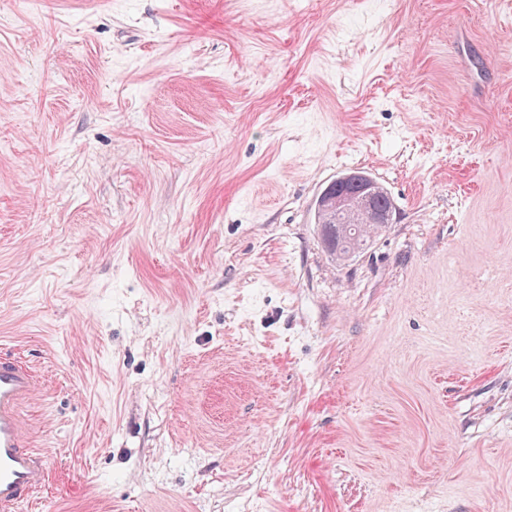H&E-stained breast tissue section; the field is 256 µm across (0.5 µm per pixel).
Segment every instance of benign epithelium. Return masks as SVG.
Here are the masks:
<instances>
[{
    "mask_svg": "<svg viewBox=\"0 0 512 512\" xmlns=\"http://www.w3.org/2000/svg\"><path fill=\"white\" fill-rule=\"evenodd\" d=\"M384 188L359 173L351 172L329 183L318 196V209L324 223L336 225V255L348 259L356 253L349 244L350 232L364 228H384L392 212L380 205Z\"/></svg>",
    "mask_w": 512,
    "mask_h": 512,
    "instance_id": "1",
    "label": "benign epithelium"
}]
</instances>
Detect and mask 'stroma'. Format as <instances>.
<instances>
[{"label":"stroma","instance_id":"1","mask_svg":"<svg viewBox=\"0 0 512 512\" xmlns=\"http://www.w3.org/2000/svg\"><path fill=\"white\" fill-rule=\"evenodd\" d=\"M2 352L38 512H512V0H0ZM384 195L381 185L359 172L339 176L322 190L318 209L324 216L322 224L330 225L327 234L337 256L348 259L357 252L348 240L357 227L378 229L391 224V209L379 203Z\"/></svg>","mask_w":512,"mask_h":512}]
</instances>
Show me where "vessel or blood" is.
I'll return each mask as SVG.
<instances>
[{"mask_svg":"<svg viewBox=\"0 0 512 512\" xmlns=\"http://www.w3.org/2000/svg\"><path fill=\"white\" fill-rule=\"evenodd\" d=\"M38 385L31 366L0 357V512H17L48 481L46 456L30 447L19 413Z\"/></svg>","mask_w":512,"mask_h":512,"instance_id":"b4317fda","label":"vessel or blood"}]
</instances>
